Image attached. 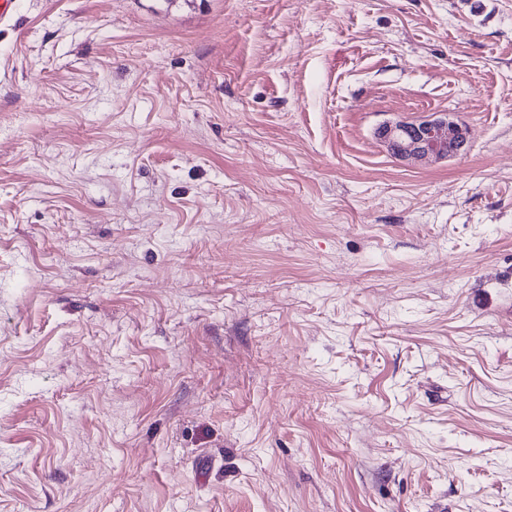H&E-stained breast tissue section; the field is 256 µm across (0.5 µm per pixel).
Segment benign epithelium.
Segmentation results:
<instances>
[{
  "label": "benign epithelium",
  "mask_w": 512,
  "mask_h": 512,
  "mask_svg": "<svg viewBox=\"0 0 512 512\" xmlns=\"http://www.w3.org/2000/svg\"><path fill=\"white\" fill-rule=\"evenodd\" d=\"M377 135L395 157L405 161L456 157L468 144L466 127L446 113L412 122H386L377 128Z\"/></svg>",
  "instance_id": "benign-epithelium-1"
}]
</instances>
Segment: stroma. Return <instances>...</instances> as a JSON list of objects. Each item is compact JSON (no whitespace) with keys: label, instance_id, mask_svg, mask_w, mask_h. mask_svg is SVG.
I'll use <instances>...</instances> for the list:
<instances>
[{"label":"stroma","instance_id":"35a3bbf8","mask_svg":"<svg viewBox=\"0 0 512 512\" xmlns=\"http://www.w3.org/2000/svg\"><path fill=\"white\" fill-rule=\"evenodd\" d=\"M0 512H512V0H16ZM377 135L395 157L405 161L456 157L468 144L466 127L446 113L412 122H386L377 128Z\"/></svg>","mask_w":512,"mask_h":512}]
</instances>
